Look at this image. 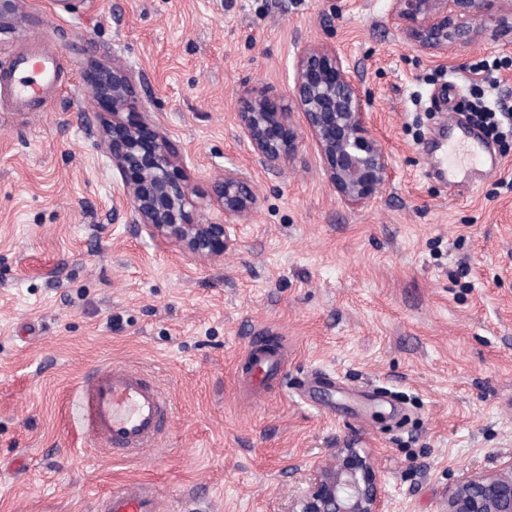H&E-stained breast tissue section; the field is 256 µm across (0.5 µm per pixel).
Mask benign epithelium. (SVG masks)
Masks as SVG:
<instances>
[{
	"mask_svg": "<svg viewBox=\"0 0 512 512\" xmlns=\"http://www.w3.org/2000/svg\"><path fill=\"white\" fill-rule=\"evenodd\" d=\"M489 0H391L390 15L404 37L431 52L447 50L448 37L470 43L461 15L484 13ZM291 101L324 160L329 181L339 198L352 206L369 204L385 184L389 156L367 127L365 99L345 57L335 46L304 45L296 57ZM92 93L112 101V140L97 146L112 150V163L122 177L120 197L142 224L162 243L197 258L221 257L234 246L230 225L189 219L194 207L188 182L174 175L177 161L167 141L149 137L143 127L130 126L121 111L136 98L130 75L120 67L98 70L88 80ZM286 106L274 105L264 91L245 90L235 113L256 163L265 170L282 167L296 152L297 131ZM213 202L224 220L251 212L257 198L251 174L224 170L213 184ZM356 433L310 467L307 488L293 499L288 512H384L385 500L370 454L358 447ZM446 512H512V457L499 469L464 476L448 492Z\"/></svg>",
	"mask_w": 512,
	"mask_h": 512,
	"instance_id": "obj_1",
	"label": "benign epithelium"
}]
</instances>
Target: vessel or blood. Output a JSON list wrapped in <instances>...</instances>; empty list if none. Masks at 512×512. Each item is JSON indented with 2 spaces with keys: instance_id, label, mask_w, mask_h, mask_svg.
Masks as SVG:
<instances>
[{
  "instance_id": "b4317fda",
  "label": "vessel or blood",
  "mask_w": 512,
  "mask_h": 512,
  "mask_svg": "<svg viewBox=\"0 0 512 512\" xmlns=\"http://www.w3.org/2000/svg\"><path fill=\"white\" fill-rule=\"evenodd\" d=\"M59 68L55 51L36 47L24 55L0 60V101L24 112L31 100L41 98L54 85ZM435 159L442 174L454 175L458 166L482 170L486 165L483 141L471 137L466 148L440 140ZM252 368L247 384H270L281 374L284 359L279 350L251 348ZM75 425L82 434L105 448L114 458L127 459L150 447L173 417L172 407L160 385L148 381L143 372L125 365H112L90 372L74 395ZM97 508L99 512H162L156 489L143 481L115 487Z\"/></svg>"
}]
</instances>
